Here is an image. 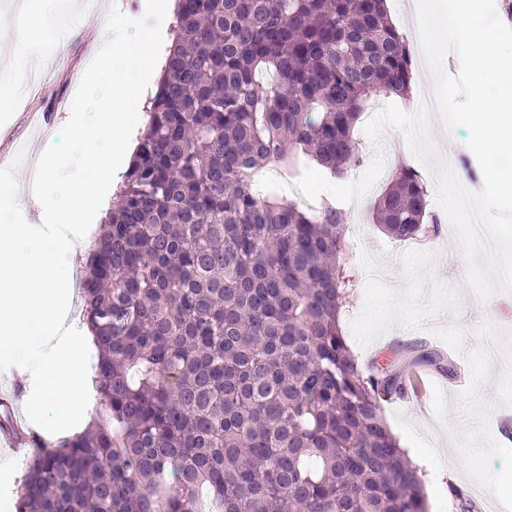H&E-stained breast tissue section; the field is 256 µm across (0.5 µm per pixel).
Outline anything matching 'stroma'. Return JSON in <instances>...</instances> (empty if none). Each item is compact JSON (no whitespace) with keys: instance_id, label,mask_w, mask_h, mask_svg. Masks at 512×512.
<instances>
[{"instance_id":"35a3bbf8","label":"stroma","mask_w":512,"mask_h":512,"mask_svg":"<svg viewBox=\"0 0 512 512\" xmlns=\"http://www.w3.org/2000/svg\"><path fill=\"white\" fill-rule=\"evenodd\" d=\"M22 0H0V73L15 74L21 89L0 105V156L25 158L16 172L18 203L29 223L41 221L42 208L26 189L37 159L67 122L76 84L72 71H85L106 30L111 7L131 17L144 12L143 0H98L96 12L75 6L57 20L50 32L23 20ZM29 39L52 52L49 63L33 59L30 74L19 73L4 46ZM430 130L437 151L452 162L459 175L478 170L473 154L458 145L468 131L459 126L445 131L439 117ZM363 162L340 179L304 172L299 181L305 201L322 197L346 205L349 197L370 182L385 186L396 164L412 165L419 174L428 166L416 160L404 136L387 130L380 144L363 140ZM348 255L360 268L358 286L343 319L345 339L365 366L392 364L408 370L405 345L418 343L438 350L463 375L454 383L434 367H422L423 397L408 394L382 405L390 427L403 433L409 453L424 473L427 512H460L468 498L474 512H494L501 503L512 512V442L499 438L504 423L512 424V294L499 292L480 301L465 283L466 262L455 234H438L400 241L366 224L363 234L351 239ZM472 462L471 477L460 482L446 478L457 460Z\"/></svg>"}]
</instances>
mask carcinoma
Wrapping results in <instances>:
<instances>
[{"label": "carcinoma", "instance_id": "cac0c4a2", "mask_svg": "<svg viewBox=\"0 0 512 512\" xmlns=\"http://www.w3.org/2000/svg\"><path fill=\"white\" fill-rule=\"evenodd\" d=\"M385 0H178L132 164L81 275L102 414L34 439L16 512H426L419 469L342 332L355 273L345 211L264 179L360 161L373 98L406 96L408 40ZM372 221L437 231L400 165ZM416 363L453 378L425 345Z\"/></svg>", "mask_w": 512, "mask_h": 512}]
</instances>
